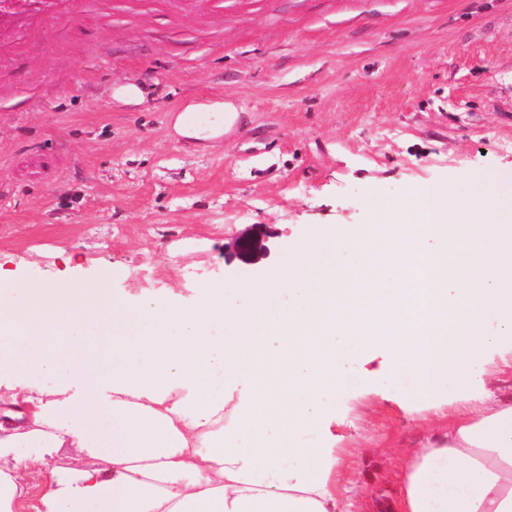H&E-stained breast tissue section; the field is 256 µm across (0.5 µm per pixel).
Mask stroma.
I'll return each instance as SVG.
<instances>
[{"instance_id": "35a3bbf8", "label": "stroma", "mask_w": 512, "mask_h": 512, "mask_svg": "<svg viewBox=\"0 0 512 512\" xmlns=\"http://www.w3.org/2000/svg\"><path fill=\"white\" fill-rule=\"evenodd\" d=\"M221 102L232 122L211 111ZM204 106L196 130L177 128ZM512 171V0H59L0 27V267L128 300L285 268L315 225L354 229L428 183L478 201ZM253 224L269 257L226 264ZM363 353L331 430L341 500L393 512L397 451L440 423ZM29 455L36 512L53 468Z\"/></svg>"}]
</instances>
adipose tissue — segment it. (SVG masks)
Segmentation results:
<instances>
[{
	"label": "adipose tissue",
	"mask_w": 512,
	"mask_h": 512,
	"mask_svg": "<svg viewBox=\"0 0 512 512\" xmlns=\"http://www.w3.org/2000/svg\"><path fill=\"white\" fill-rule=\"evenodd\" d=\"M478 194L464 206L424 184L349 235L313 226L278 282L239 284L249 303L231 312L210 282L190 306L148 290L131 305L103 275L72 285L0 269V512L28 495L26 448L88 459L54 474L37 512H340L319 430L380 344L415 398L457 389L447 430L405 458L400 512H512V401L469 404L483 353L512 344V211L495 204L512 173ZM344 250L355 265L339 263ZM280 285L292 302L274 312ZM35 369L65 379L47 392Z\"/></svg>",
	"instance_id": "1"
}]
</instances>
